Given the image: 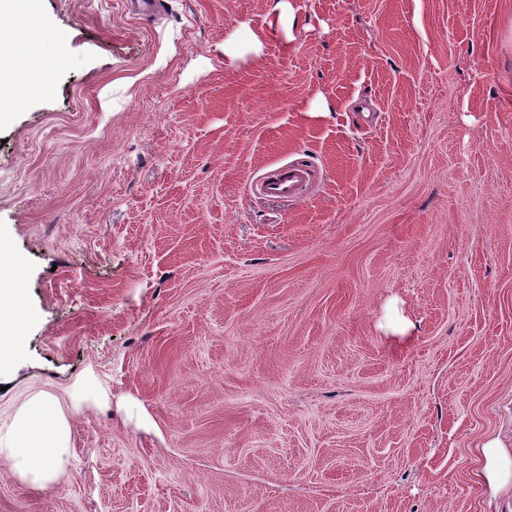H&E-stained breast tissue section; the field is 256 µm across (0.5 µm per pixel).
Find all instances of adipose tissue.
I'll return each mask as SVG.
<instances>
[{
    "instance_id": "1",
    "label": "adipose tissue",
    "mask_w": 512,
    "mask_h": 512,
    "mask_svg": "<svg viewBox=\"0 0 512 512\" xmlns=\"http://www.w3.org/2000/svg\"><path fill=\"white\" fill-rule=\"evenodd\" d=\"M11 276L0 261V368L4 367L13 337L11 329L27 317V310L19 289L10 287ZM15 430L21 441L19 447L9 449L21 477L32 478L43 484L56 476V463L69 444V427L54 404L41 400L20 411Z\"/></svg>"
}]
</instances>
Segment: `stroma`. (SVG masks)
<instances>
[{
	"label": "stroma",
	"instance_id": "stroma-1",
	"mask_svg": "<svg viewBox=\"0 0 512 512\" xmlns=\"http://www.w3.org/2000/svg\"><path fill=\"white\" fill-rule=\"evenodd\" d=\"M137 2L7 16L0 451L71 435L0 512H512V0ZM288 14V25L293 19V12L290 4L284 0H273L269 17L273 16L267 23L257 28H249V39L255 47H261L263 42L275 40L279 35V24L282 23L285 16ZM11 33L0 24V112L6 113L13 105L18 96L19 89L24 84L28 70L37 68L39 62L30 58L23 67H16L7 60H3L2 50L6 49L7 44L2 41V37L9 38ZM310 170L302 165H289L271 181L263 184V191L279 197H295L310 179ZM11 280L6 264L0 259V376L6 364L13 340L11 329L27 317V310L19 288H5ZM15 430L22 445L9 448L8 455L16 461L20 476H30L43 485L52 482L56 462L68 448L70 438L61 412L48 401H37L17 414ZM480 454L485 463L476 476L478 478L483 476L489 486L495 489L505 485L511 473L501 441L496 437L486 440L481 444Z\"/></svg>",
	"mask_w": 512,
	"mask_h": 512
}]
</instances>
